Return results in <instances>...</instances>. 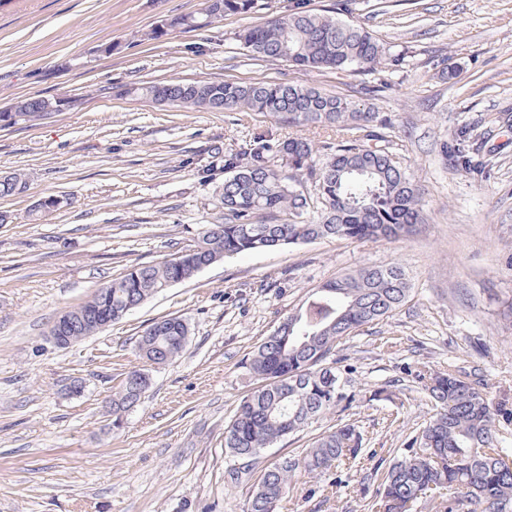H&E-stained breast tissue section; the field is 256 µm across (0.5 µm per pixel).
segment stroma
<instances>
[{
    "label": "stroma",
    "mask_w": 512,
    "mask_h": 512,
    "mask_svg": "<svg viewBox=\"0 0 512 512\" xmlns=\"http://www.w3.org/2000/svg\"><path fill=\"white\" fill-rule=\"evenodd\" d=\"M295 2L267 0L206 30L144 41L143 31L203 0H0V109L21 96L66 100L37 124L0 129V171L29 175L22 193L0 198V512H244L266 466L303 456L348 420L364 436L355 465L298 474L279 512H370L380 466L404 454L433 412L418 372L453 371L512 411V0H348L343 19L395 56L369 75L256 60L236 40ZM107 42L112 54H99ZM174 80L290 83L388 114L424 222L396 240L321 239L221 260L54 347L47 336L62 312L223 222L224 173L200 174L213 147L336 140L319 125L122 93ZM465 130L471 171L443 152ZM47 197L59 206L35 214ZM389 263L405 270L409 296L338 347L346 400L231 479L241 462L224 429L259 385L246 367L257 346L326 282ZM173 317L190 328L183 353L150 369L141 402L113 428L107 409L138 363V337Z\"/></svg>",
    "instance_id": "35a3bbf8"
}]
</instances>
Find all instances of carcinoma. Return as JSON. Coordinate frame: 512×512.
I'll list each match as a JSON object with an SVG mask.
<instances>
[{
  "label": "carcinoma",
  "mask_w": 512,
  "mask_h": 512,
  "mask_svg": "<svg viewBox=\"0 0 512 512\" xmlns=\"http://www.w3.org/2000/svg\"><path fill=\"white\" fill-rule=\"evenodd\" d=\"M259 0H212L201 11L174 17L169 25L204 29L226 16L260 9ZM237 41L257 59H280L304 69L374 72L388 60L389 49L363 26L302 6L244 28ZM139 97L186 109L255 112L297 128H336L343 143L316 161L314 144L301 136L285 140L257 137L238 150L211 151V164L224 171L218 200L224 223L205 224L197 241L168 261L134 266L99 288L75 313L117 321L149 298L192 278L201 268L246 252H260L317 239L388 240L407 236L422 223V207L413 177L390 150L393 126L371 108L339 96L285 83L255 81L173 82L125 89ZM56 98L32 96L12 104L28 115ZM466 135L444 147L454 166L469 169ZM315 184V196L301 190L303 179ZM27 174L12 171V185L0 183V197L26 188ZM316 211L317 217L302 216ZM403 269L390 264L364 267L325 284L305 309L286 317L281 333H272L249 361L261 386L237 404L225 428L224 448L237 459H254L265 448L302 430L311 419L345 398L348 370L334 352L363 326L390 316L407 299ZM190 335L177 317L156 321L139 336L140 359L164 364L175 360ZM423 389L436 413L412 438L411 448L382 474L375 512H411L420 498L439 499L445 512L468 502L481 512H512V466L492 444L500 418L512 412L495 405L474 385L448 371L421 372ZM135 387L125 376L112 398V413L137 405ZM363 436L353 422L320 435L301 458L285 457L267 466L247 502L246 512H271L292 488L297 471L319 475L354 463Z\"/></svg>",
  "instance_id": "carcinoma-1"
}]
</instances>
